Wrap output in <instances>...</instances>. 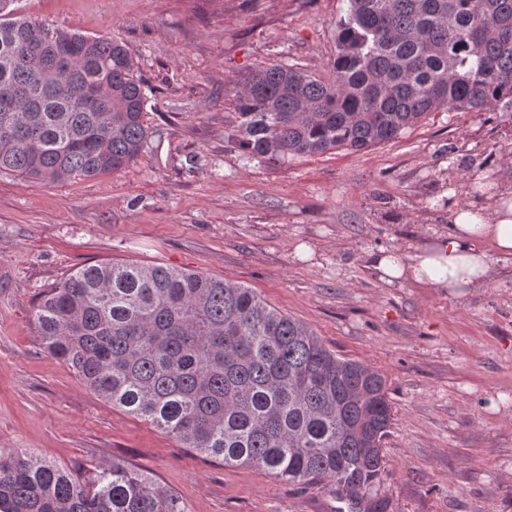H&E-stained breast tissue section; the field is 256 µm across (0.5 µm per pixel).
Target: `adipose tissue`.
I'll list each match as a JSON object with an SVG mask.
<instances>
[{"label": "adipose tissue", "instance_id": "ef3b65f1", "mask_svg": "<svg viewBox=\"0 0 512 512\" xmlns=\"http://www.w3.org/2000/svg\"><path fill=\"white\" fill-rule=\"evenodd\" d=\"M368 266L378 281L392 288L436 287L462 297L512 268V188L493 210L459 206L447 225L432 224L404 249L370 252Z\"/></svg>", "mask_w": 512, "mask_h": 512}]
</instances>
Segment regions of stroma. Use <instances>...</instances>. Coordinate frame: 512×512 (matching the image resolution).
I'll return each instance as SVG.
<instances>
[{"mask_svg":"<svg viewBox=\"0 0 512 512\" xmlns=\"http://www.w3.org/2000/svg\"><path fill=\"white\" fill-rule=\"evenodd\" d=\"M31 18L124 42L149 138L124 168L52 184L0 173V449L83 475L119 460L187 512H352L325 484L227 466L86 388L45 347L48 288L105 262L193 270L254 288L338 357L386 381L379 490L389 512H512V272L463 299L388 288L367 266L451 204L512 186V111L428 113L399 138L279 163L239 145L236 97L256 68L327 80L347 0H19ZM314 260H301L299 243Z\"/></svg>","mask_w":512,"mask_h":512,"instance_id":"stroma-1","label":"stroma"}]
</instances>
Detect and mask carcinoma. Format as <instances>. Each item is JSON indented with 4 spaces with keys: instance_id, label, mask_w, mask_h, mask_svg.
I'll use <instances>...</instances> for the list:
<instances>
[{
    "instance_id": "cac0c4a2",
    "label": "carcinoma",
    "mask_w": 512,
    "mask_h": 512,
    "mask_svg": "<svg viewBox=\"0 0 512 512\" xmlns=\"http://www.w3.org/2000/svg\"><path fill=\"white\" fill-rule=\"evenodd\" d=\"M0 0V172L89 179L133 162L146 98L117 39L48 27ZM94 96L97 107H85ZM512 110V0H348L332 78L252 72L237 99L241 147L284 162L399 138L429 112ZM46 349L112 407L226 466L323 482L365 512L392 419L387 381L341 359L305 323L242 283L135 263L85 267L44 293ZM0 512H185L114 461L81 477L0 452Z\"/></svg>"
}]
</instances>
